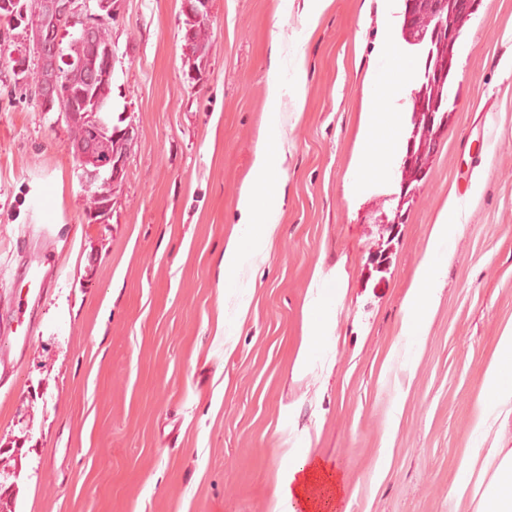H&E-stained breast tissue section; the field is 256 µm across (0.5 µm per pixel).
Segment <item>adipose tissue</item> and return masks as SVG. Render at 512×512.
<instances>
[{
    "mask_svg": "<svg viewBox=\"0 0 512 512\" xmlns=\"http://www.w3.org/2000/svg\"><path fill=\"white\" fill-rule=\"evenodd\" d=\"M281 38H274L266 74V126L259 134L248 180L237 201L239 218L224 248V270L231 273L245 263L265 260L282 217L283 196L275 184L286 175L287 154L281 135L283 112L292 108L301 115L306 100L305 55L295 52L290 62L280 54ZM393 27H386L379 44V68L374 86L379 111L366 113L362 132V158L350 189L360 193L382 179L393 164L401 144L404 115L389 111V104L402 98L414 83L415 74L407 68L386 70L388 59L400 57ZM291 77H284V68ZM463 206L456 196L433 224L426 253L415 269L406 296V315L401 334L408 352H416L425 334L434 306L438 283L447 263L448 244L462 224ZM338 290L322 288L309 305L304 337L297 364L310 361L324 344L327 325L332 319ZM484 397L475 416L476 433H484L501 415H512V327L499 336L492 360L482 383ZM334 486L333 478L317 464L289 460L288 476L281 484L279 499L296 500L303 512H321L324 493ZM451 494L467 500L473 512H512V448H468L452 483Z\"/></svg>",
    "mask_w": 512,
    "mask_h": 512,
    "instance_id": "ef3b65f1",
    "label": "adipose tissue"
}]
</instances>
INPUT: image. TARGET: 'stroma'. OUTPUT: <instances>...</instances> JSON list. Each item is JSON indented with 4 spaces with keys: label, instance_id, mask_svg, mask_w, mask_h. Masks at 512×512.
Here are the masks:
<instances>
[{
    "label": "stroma",
    "instance_id": "obj_1",
    "mask_svg": "<svg viewBox=\"0 0 512 512\" xmlns=\"http://www.w3.org/2000/svg\"><path fill=\"white\" fill-rule=\"evenodd\" d=\"M279 3L209 0L195 69L183 0H118L111 100L134 139L102 224L86 218L64 119L15 87V44L0 43V466L21 453L16 512H274L292 452L336 474L331 512H472L450 493L463 450L512 448V420L474 432L512 325V0H480L464 24L448 122L394 229L382 217L399 168L347 190L382 0H333L310 33ZM280 33L304 52L307 97L285 129L283 215L241 318L224 245ZM452 194L471 204L411 365L404 299ZM22 244L56 268L26 330L10 306ZM317 269L341 293L298 373Z\"/></svg>",
    "mask_w": 512,
    "mask_h": 512
}]
</instances>
